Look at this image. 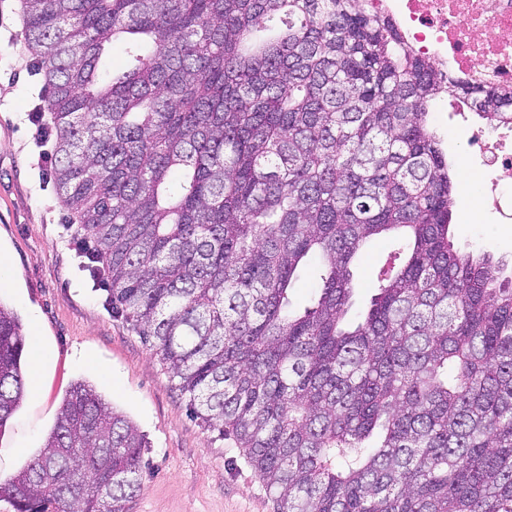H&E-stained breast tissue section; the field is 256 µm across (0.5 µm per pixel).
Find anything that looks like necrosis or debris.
I'll return each mask as SVG.
<instances>
[{
	"label": "necrosis or debris",
	"instance_id": "1",
	"mask_svg": "<svg viewBox=\"0 0 512 512\" xmlns=\"http://www.w3.org/2000/svg\"><path fill=\"white\" fill-rule=\"evenodd\" d=\"M391 16L406 42L431 61L440 77L485 84L512 91V0H368ZM469 156L479 175L480 219L496 215L512 223V192L501 173L512 172V123L473 129Z\"/></svg>",
	"mask_w": 512,
	"mask_h": 512
}]
</instances>
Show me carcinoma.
<instances>
[{
  "label": "carcinoma",
  "instance_id": "obj_1",
  "mask_svg": "<svg viewBox=\"0 0 512 512\" xmlns=\"http://www.w3.org/2000/svg\"><path fill=\"white\" fill-rule=\"evenodd\" d=\"M49 87L52 176L112 313L193 412L244 449L278 512H512V278L448 240L443 92L485 125L512 92L448 80L364 0H22ZM128 65L103 75L106 45ZM405 259L351 321L374 237ZM320 259L311 306L290 290ZM0 304V434L25 394ZM134 423L67 391L45 444L0 480L15 512H126Z\"/></svg>",
  "mask_w": 512,
  "mask_h": 512
}]
</instances>
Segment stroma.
Here are the masks:
<instances>
[{
	"label": "stroma",
	"instance_id": "1",
	"mask_svg": "<svg viewBox=\"0 0 512 512\" xmlns=\"http://www.w3.org/2000/svg\"><path fill=\"white\" fill-rule=\"evenodd\" d=\"M47 95L33 57L24 47L21 0H0V253L8 254L13 285L0 302L44 349L39 397L24 396L0 435V479L37 455L54 425L70 384H94L143 435L141 485L128 512H276L272 493L233 439L193 413L159 357L105 304L79 258L60 241L74 218L55 191L49 156L54 130L38 120ZM431 125L455 175V250L505 261L512 275V223L490 215L468 217L472 182L465 175L467 141L476 117H465L454 98H437ZM398 250L380 237L353 267L355 309L363 311L378 287V273ZM92 355L97 365L83 363ZM111 380H104V372Z\"/></svg>",
	"mask_w": 512,
	"mask_h": 512
}]
</instances>
